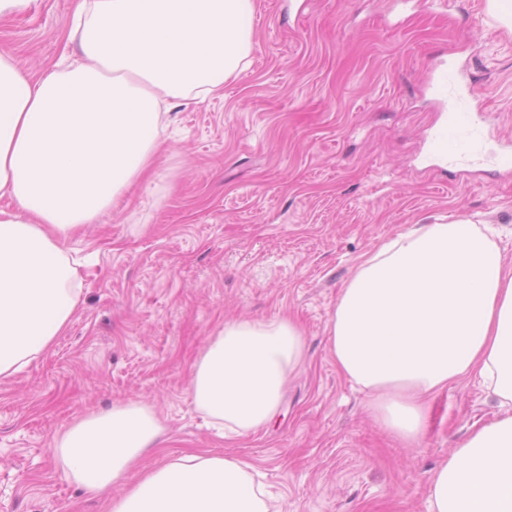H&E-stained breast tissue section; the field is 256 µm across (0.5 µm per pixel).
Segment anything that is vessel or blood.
Listing matches in <instances>:
<instances>
[{
  "label": "vessel or blood",
  "instance_id": "1",
  "mask_svg": "<svg viewBox=\"0 0 512 512\" xmlns=\"http://www.w3.org/2000/svg\"><path fill=\"white\" fill-rule=\"evenodd\" d=\"M430 87L448 112L446 125L441 126L429 142L430 155L458 160L471 157L483 147L486 140V132L479 123L481 110L472 87L462 71L453 66L435 69Z\"/></svg>",
  "mask_w": 512,
  "mask_h": 512
}]
</instances>
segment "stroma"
I'll return each mask as SVG.
<instances>
[{
  "label": "stroma",
  "mask_w": 512,
  "mask_h": 512,
  "mask_svg": "<svg viewBox=\"0 0 512 512\" xmlns=\"http://www.w3.org/2000/svg\"><path fill=\"white\" fill-rule=\"evenodd\" d=\"M248 67L224 94L174 101L150 181L80 228L67 329L0 380V512H109L53 448L85 415L139 401L164 427L137 470L185 453L251 464L283 512H427L430 479L475 423L501 415L472 376L428 402L420 445L388 433L336 369L327 326L360 258L455 216L496 225L512 266V170L426 166L444 117L432 68L466 66L485 126L512 139V30L488 0H254ZM74 0H32L0 48L38 72L61 56ZM290 317L306 361L274 419L224 437L192 404L194 364L225 321Z\"/></svg>",
  "instance_id": "obj_1"
}]
</instances>
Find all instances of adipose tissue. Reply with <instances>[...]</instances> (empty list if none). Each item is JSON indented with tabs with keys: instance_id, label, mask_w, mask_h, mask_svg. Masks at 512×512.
Segmentation results:
<instances>
[{
	"instance_id": "adipose-tissue-1",
	"label": "adipose tissue",
	"mask_w": 512,
	"mask_h": 512,
	"mask_svg": "<svg viewBox=\"0 0 512 512\" xmlns=\"http://www.w3.org/2000/svg\"><path fill=\"white\" fill-rule=\"evenodd\" d=\"M253 0H79L68 57L37 74L0 50V378L22 372L81 300L67 242L166 150L169 100L223 96L247 67ZM338 370L378 420L419 443L426 398L474 375L506 414L474 428L430 480L429 512H512V268L490 230L459 216L364 259L329 318ZM293 320L225 322L194 366L192 403L239 436L267 424L304 361ZM163 425L139 402L55 442L92 493L125 481ZM110 512H271L249 464L185 454L141 473Z\"/></svg>"
}]
</instances>
